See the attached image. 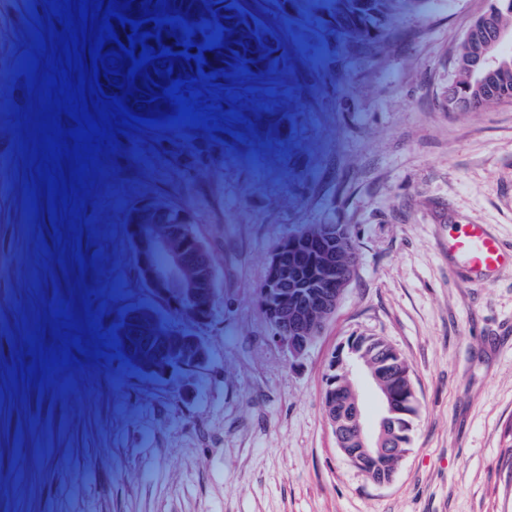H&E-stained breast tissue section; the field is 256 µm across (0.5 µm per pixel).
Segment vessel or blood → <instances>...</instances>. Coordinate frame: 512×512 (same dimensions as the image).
<instances>
[{
    "label": "vessel or blood",
    "mask_w": 512,
    "mask_h": 512,
    "mask_svg": "<svg viewBox=\"0 0 512 512\" xmlns=\"http://www.w3.org/2000/svg\"><path fill=\"white\" fill-rule=\"evenodd\" d=\"M448 250L481 277L492 276L500 268L512 265V252L504 250L483 224H464L450 232Z\"/></svg>",
    "instance_id": "b4317fda"
}]
</instances>
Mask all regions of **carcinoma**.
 I'll list each match as a JSON object with an SVG mask.
<instances>
[{"label":"carcinoma","instance_id":"obj_1","mask_svg":"<svg viewBox=\"0 0 512 512\" xmlns=\"http://www.w3.org/2000/svg\"><path fill=\"white\" fill-rule=\"evenodd\" d=\"M326 16V22L349 39L375 43L387 23L400 11L424 5L427 0H308ZM246 0H114L116 11L125 17L146 20L139 33L149 34L144 43L135 44V55L142 45L150 47L163 70L156 77L141 69L135 83L128 84L127 73L132 61L127 57L115 59L112 95L122 98L128 110L145 118H162L176 113L175 101L163 94V89L177 79L197 78V82L215 84L243 75H260L270 70L283 52L281 35L265 25L245 8ZM496 23L504 28L512 22V0H489ZM174 18V22L158 26L151 18ZM214 41L212 50L204 49ZM172 55L161 57L163 48ZM472 53V45L463 39L457 55V75L449 89L468 99L466 109H484L499 104L496 96L512 95V71L502 73L503 83L481 96L472 95L478 74L462 65ZM188 212L163 202L134 204L125 213L128 238H133L132 226L147 224L158 234H167L173 224H188ZM133 363L154 365L160 369L172 364V356L163 355L153 343H146L129 356Z\"/></svg>","mask_w":512,"mask_h":512}]
</instances>
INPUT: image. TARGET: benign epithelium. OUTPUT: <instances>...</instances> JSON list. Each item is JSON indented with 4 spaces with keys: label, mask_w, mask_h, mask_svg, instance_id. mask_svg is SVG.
<instances>
[{
    "label": "benign epithelium",
    "mask_w": 512,
    "mask_h": 512,
    "mask_svg": "<svg viewBox=\"0 0 512 512\" xmlns=\"http://www.w3.org/2000/svg\"><path fill=\"white\" fill-rule=\"evenodd\" d=\"M505 38L506 31L501 28L479 38L474 63L481 74L479 84L497 78L501 66L499 46ZM173 232L182 239L177 251L169 250L165 239L151 235L148 230H137L134 241L138 266L149 290L167 301L172 311L196 323H205L212 314V290L208 287L203 253L191 225L180 224ZM321 238L327 245L313 255L309 254L311 236L306 233L291 236L287 246L276 247L263 284V309L273 326V340L294 360L320 335L355 269L352 264H344L352 241L342 226L324 225ZM159 251L167 253L163 264L154 261V254ZM189 266L198 271L193 280L185 276ZM123 330L129 350L155 340L160 351L166 352V337L148 335L140 325V314H129L123 321ZM179 346L182 354L166 371H190L208 362L209 353L200 337L187 332L179 337ZM360 373L366 375L381 405L378 426L373 432L363 422L357 382ZM323 400L341 453L375 484L391 482L399 461L408 452L418 404L401 352L375 336L347 337L327 360Z\"/></svg>",
    "instance_id": "1"
}]
</instances>
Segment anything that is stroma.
Wrapping results in <instances>:
<instances>
[{"label":"stroma","mask_w":512,"mask_h":512,"mask_svg":"<svg viewBox=\"0 0 512 512\" xmlns=\"http://www.w3.org/2000/svg\"><path fill=\"white\" fill-rule=\"evenodd\" d=\"M487 6L430 0L364 44L308 6L250 0L283 37L277 63L184 89L206 120L105 141L74 215L50 208L30 154L28 57L57 48L32 52L31 34L63 26L46 0H0V512H512V267L485 279L448 252L458 224L512 250V103L442 106ZM153 201L186 209L209 251L207 323L139 276L125 212ZM310 224L342 225L358 265L294 360L256 295L279 240ZM141 306L200 336L208 363L164 378L134 366L112 326ZM354 333L396 346L418 395L384 486L339 452L324 411L326 361Z\"/></svg>","instance_id":"stroma-1"}]
</instances>
